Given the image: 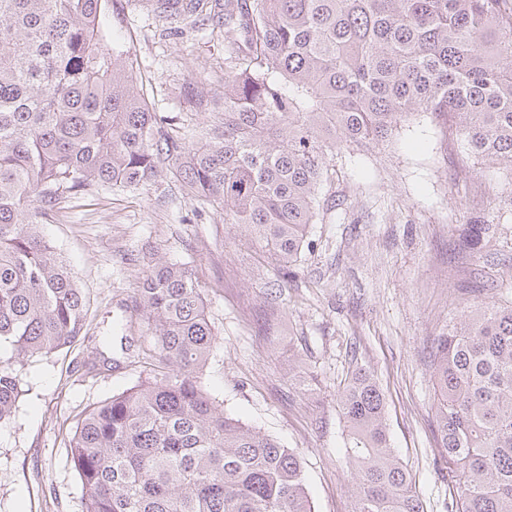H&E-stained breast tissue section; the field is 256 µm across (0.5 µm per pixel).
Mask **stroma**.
Here are the masks:
<instances>
[{
	"instance_id": "stroma-1",
	"label": "stroma",
	"mask_w": 512,
	"mask_h": 512,
	"mask_svg": "<svg viewBox=\"0 0 512 512\" xmlns=\"http://www.w3.org/2000/svg\"><path fill=\"white\" fill-rule=\"evenodd\" d=\"M109 22L148 82L157 112L199 132L186 82L224 55L210 27L163 32L148 0H113ZM326 210L294 274L245 244L221 209L161 172L148 187L95 188L59 201L39 229L87 302L85 337L20 368L25 390L0 422V512H83L68 440L80 414L148 377L145 329L131 297L157 257L192 265L219 344L203 383L227 413L299 454L315 512H353L337 393L368 368L386 402L392 445L426 512H450L430 377L435 339L482 286L512 285V170L465 159L443 119L418 112L383 144L353 147L321 185ZM490 224L489 248L463 245ZM274 327L257 333L266 290Z\"/></svg>"
}]
</instances>
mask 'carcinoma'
I'll return each instance as SVG.
<instances>
[{
    "mask_svg": "<svg viewBox=\"0 0 512 512\" xmlns=\"http://www.w3.org/2000/svg\"><path fill=\"white\" fill-rule=\"evenodd\" d=\"M112 0H0V421L15 365L81 337L87 303L39 210L163 167L277 264L301 262L319 186L343 149L444 116L468 158L512 170V15L501 0H151L159 20L224 30V64L190 82L214 112L196 143L153 111L108 23ZM491 224H472L481 251ZM135 315L160 372L87 410L69 440L83 512H314L299 456L201 385L218 338L187 263L159 258ZM435 434L455 512H512V299L461 309L438 336ZM354 512H425L391 447L385 399L356 369L340 394Z\"/></svg>",
    "mask_w": 512,
    "mask_h": 512,
    "instance_id": "1",
    "label": "carcinoma"
}]
</instances>
